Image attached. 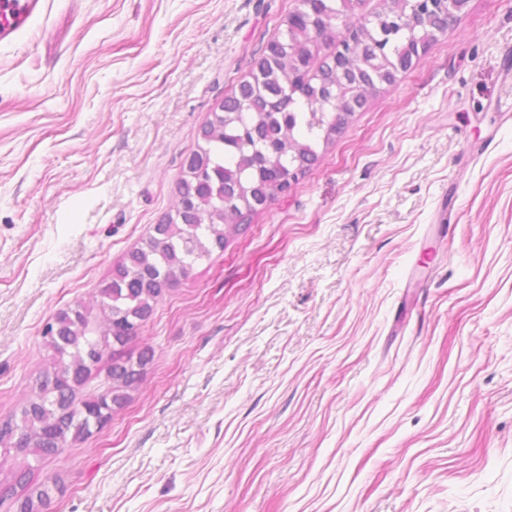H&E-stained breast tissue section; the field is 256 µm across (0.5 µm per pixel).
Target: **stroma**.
Segmentation results:
<instances>
[{"instance_id":"stroma-1","label":"stroma","mask_w":512,"mask_h":512,"mask_svg":"<svg viewBox=\"0 0 512 512\" xmlns=\"http://www.w3.org/2000/svg\"><path fill=\"white\" fill-rule=\"evenodd\" d=\"M299 0H45L0 44V420ZM50 512H512V0H469L195 263Z\"/></svg>"}]
</instances>
